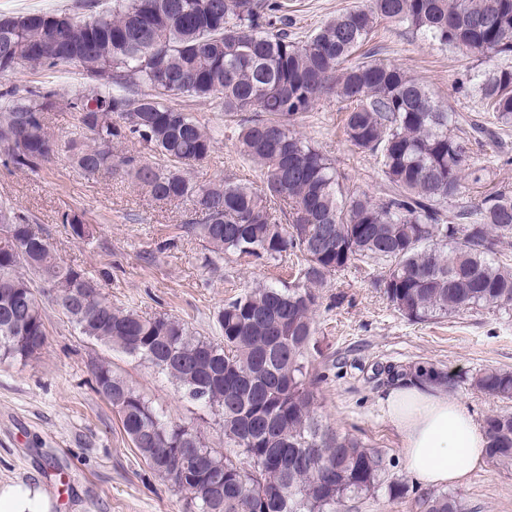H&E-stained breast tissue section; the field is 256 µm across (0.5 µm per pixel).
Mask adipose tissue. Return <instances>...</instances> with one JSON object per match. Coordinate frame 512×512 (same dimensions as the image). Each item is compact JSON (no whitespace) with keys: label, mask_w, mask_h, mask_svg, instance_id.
I'll use <instances>...</instances> for the list:
<instances>
[{"label":"adipose tissue","mask_w":512,"mask_h":512,"mask_svg":"<svg viewBox=\"0 0 512 512\" xmlns=\"http://www.w3.org/2000/svg\"><path fill=\"white\" fill-rule=\"evenodd\" d=\"M401 439L407 472L427 486L462 483L486 465L487 439L466 406L448 389L414 378L379 397ZM48 497L25 484L0 487V512H50Z\"/></svg>","instance_id":"1"}]
</instances>
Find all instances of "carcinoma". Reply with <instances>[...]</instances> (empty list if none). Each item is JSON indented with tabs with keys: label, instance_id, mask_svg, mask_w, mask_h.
<instances>
[{
	"label": "carcinoma",
	"instance_id": "carcinoma-1",
	"mask_svg": "<svg viewBox=\"0 0 512 512\" xmlns=\"http://www.w3.org/2000/svg\"><path fill=\"white\" fill-rule=\"evenodd\" d=\"M382 20L483 63L512 54V0H369L302 39L282 0H75L61 11L0 17L1 80L20 66H74L85 79L70 95L48 85L0 88L6 166L36 172L63 155L88 178L127 176L158 201L191 202L198 218L186 232L215 255L296 259L292 282L258 284L224 302L215 343L165 314L112 306L97 280L58 260L25 216L0 203V360L25 362L47 346L32 272L81 335L148 361L222 422L224 453L194 426L170 421L111 364L95 368L96 390L136 453L195 512H343L382 487L392 501L410 496L381 451L314 413L315 314L331 277L381 267L373 287L416 323L512 309V193L486 192L447 216L469 158L456 113L396 64H347ZM476 80L496 123L511 126L512 69L488 68ZM332 94L347 105V141L380 168L377 199L343 187L334 163L296 130ZM175 98L239 115L238 152L261 168L263 185L189 177L186 168L206 162L218 141ZM60 110L73 114L75 135L51 132L47 116ZM133 139L159 161L118 151ZM61 223L85 238L79 213H62ZM409 376L450 391L458 383L433 365L392 380ZM467 381L512 400L511 370ZM483 427L489 461L512 465V413L489 414ZM415 506L464 512L448 493L423 494Z\"/></svg>",
	"mask_w": 512,
	"mask_h": 512
}]
</instances>
